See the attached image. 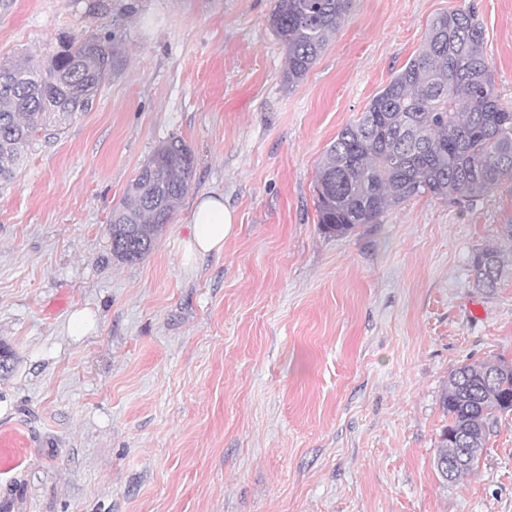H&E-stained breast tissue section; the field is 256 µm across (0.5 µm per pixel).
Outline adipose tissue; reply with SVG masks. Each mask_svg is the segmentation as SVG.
Masks as SVG:
<instances>
[{
  "instance_id": "1",
  "label": "adipose tissue",
  "mask_w": 512,
  "mask_h": 512,
  "mask_svg": "<svg viewBox=\"0 0 512 512\" xmlns=\"http://www.w3.org/2000/svg\"><path fill=\"white\" fill-rule=\"evenodd\" d=\"M233 223L234 215L225 208L221 197H199L192 213V233L187 243L188 255L221 253L224 239L230 233Z\"/></svg>"
}]
</instances>
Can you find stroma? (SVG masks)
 I'll return each mask as SVG.
<instances>
[{"label": "stroma", "mask_w": 512, "mask_h": 512, "mask_svg": "<svg viewBox=\"0 0 512 512\" xmlns=\"http://www.w3.org/2000/svg\"><path fill=\"white\" fill-rule=\"evenodd\" d=\"M277 0H0V63L110 37L125 60L87 112L37 141L0 189V512H512V412L475 470L434 469L456 367L512 362V179L413 198L342 237L317 223V166L423 45L473 8L512 103V0H352L304 79ZM172 137L191 187L141 261L107 224ZM223 197L224 250L188 259L194 201ZM95 327L71 335L73 312ZM509 266L512 267V249L509 253L498 247L477 250L471 261L474 285L485 292L493 291Z\"/></svg>", "instance_id": "stroma-1"}]
</instances>
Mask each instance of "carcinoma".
I'll list each match as a JSON object with an SVG mask.
<instances>
[{"label": "carcinoma", "mask_w": 512, "mask_h": 512, "mask_svg": "<svg viewBox=\"0 0 512 512\" xmlns=\"http://www.w3.org/2000/svg\"><path fill=\"white\" fill-rule=\"evenodd\" d=\"M351 0H277L270 28L287 48L283 82L299 83L336 33ZM122 59L112 42L85 33L66 39L49 61L0 65V186L15 179L39 135L51 136L92 104L106 75ZM195 153L181 139L161 143L112 209V257L141 261L187 194ZM512 178V108L501 102L470 9L437 16L426 41L365 111L341 130L320 161L314 186L318 224L347 235L377 224L388 210L422 194L458 200L487 193ZM512 267V249L474 253V285L498 287ZM442 406L448 414L434 467L444 481L472 471L501 413L512 411V363L462 365L449 373ZM462 448L475 453L444 472L440 462Z\"/></svg>", "instance_id": "cac0c4a2"}]
</instances>
